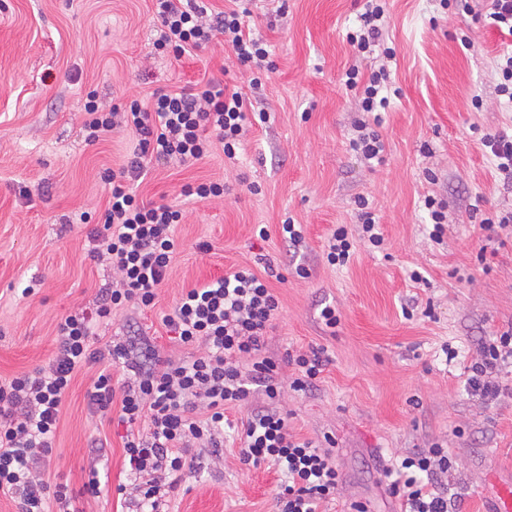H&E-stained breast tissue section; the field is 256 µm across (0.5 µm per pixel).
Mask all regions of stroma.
I'll use <instances>...</instances> for the list:
<instances>
[{"label":"stroma","instance_id":"stroma-1","mask_svg":"<svg viewBox=\"0 0 512 512\" xmlns=\"http://www.w3.org/2000/svg\"><path fill=\"white\" fill-rule=\"evenodd\" d=\"M383 39L396 56L389 67L402 94L383 115L385 160L362 161L349 147L358 118L344 85L350 67L368 71L379 59L355 56L346 34L358 24L362 0H259L249 19L267 41L275 68L261 105L267 124L254 127L237 161L215 149L200 162L154 166L137 191L147 201L178 204L181 247L153 309L122 311L97 325L103 339L137 334L162 356L193 351L174 344L162 324L183 289L239 268L262 272L265 256L275 275L267 283L281 314L265 355L281 362L290 380L288 352L322 350L325 366L306 393L284 390L293 433L316 444L333 439L342 487L319 512H400L383 470L397 457L439 443L453 459L448 475L452 512H488L495 485L512 482V396L484 400L466 383L479 343L512 328V233L486 240L482 216L512 208L482 147L485 134L512 133V107L497 91L499 55L512 41L486 22L473 21L461 0H388ZM151 0H0V378L43 365L56 350V324L70 311L92 308L112 280L105 263L91 260V233L107 204L99 179L119 168L131 147L115 131L87 144L81 130L87 93L112 104L133 93L178 87L233 68L225 48L210 46L174 60L156 55ZM469 37L464 47L461 37ZM223 180L224 199L197 202L178 191L186 183ZM261 194H251L249 183ZM446 205L442 242L429 232L425 196ZM368 200L379 218L382 248L357 246L349 266L326 260L336 225L356 227V202ZM93 220L82 223V213ZM300 224L304 242L280 234L285 219ZM269 237L260 240L259 228ZM210 253L197 249L199 242ZM486 245L491 270L475 261ZM309 278L294 275L297 265ZM419 272L422 282L411 279ZM37 285L33 296L22 290ZM334 307L340 321L320 316ZM413 318H405L404 310ZM457 356L446 360L442 345ZM90 376L76 377L57 431L50 477L80 490L97 466L98 497L79 495L78 512H132L116 487L126 479L124 428L93 416ZM232 423L223 448L201 450L197 467L167 497L166 512H277L275 492L285 476L276 467L240 460L233 429L246 410L226 412ZM107 438L105 452L92 453Z\"/></svg>","mask_w":512,"mask_h":512}]
</instances>
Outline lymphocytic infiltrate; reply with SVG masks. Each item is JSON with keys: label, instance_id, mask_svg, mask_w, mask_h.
Here are the masks:
<instances>
[{"label": "lymphocytic infiltrate", "instance_id": "obj_1", "mask_svg": "<svg viewBox=\"0 0 512 512\" xmlns=\"http://www.w3.org/2000/svg\"><path fill=\"white\" fill-rule=\"evenodd\" d=\"M386 6L387 0H365L359 30L347 35L357 56L378 49L393 58L382 39ZM154 15L159 55L178 60L220 44L231 50L248 83L205 76L174 91L154 90L148 101L109 108L87 97V142L117 129L136 140L123 166L101 176L109 199L91 255L111 266L112 283L94 312L80 308L58 322L56 351L46 364L0 379V493L12 499L16 512H77L68 484L51 480L44 463L54 451L71 384L91 367L88 407L100 418L117 417L126 428L127 480L117 491L136 507L160 512L162 492L177 489L193 472V449L223 446L225 408L244 406L242 462L268 463L285 474L276 492L278 512H317L320 502L336 495L340 475L329 450L291 433L280 407L279 365L262 353L279 300L262 276L241 269L182 291L162 324L177 344L199 347L188 361L161 356L148 342L102 343L92 330L93 319H109L114 311L153 308L179 250L175 228L182 211L143 200L134 188L150 164L199 161L218 146L234 159L249 129L269 120L250 99L274 64L268 44L250 33L249 10L212 13L204 0H154ZM344 85L362 114L350 147L365 161H382L381 114L400 97V88L383 66L367 74L351 67ZM511 360L512 329L482 342L479 359L468 368L469 386L487 399L500 397L504 388L494 376ZM452 467L442 445L414 451L386 468L387 489L403 512H449L445 481Z\"/></svg>", "mask_w": 512, "mask_h": 512}]
</instances>
